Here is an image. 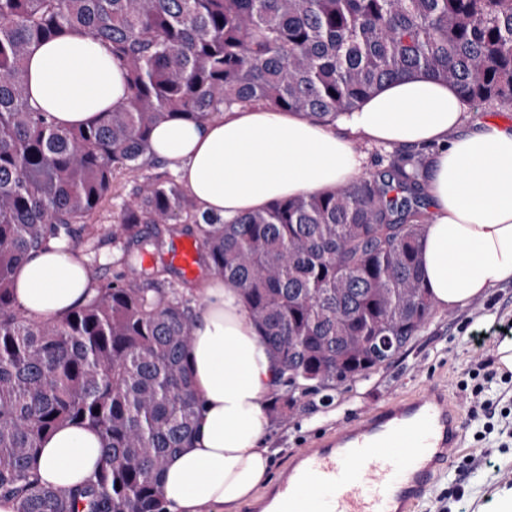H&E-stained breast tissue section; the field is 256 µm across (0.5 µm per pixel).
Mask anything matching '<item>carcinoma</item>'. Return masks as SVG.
Here are the masks:
<instances>
[{"label":"carcinoma","instance_id":"cac0c4a2","mask_svg":"<svg viewBox=\"0 0 512 512\" xmlns=\"http://www.w3.org/2000/svg\"><path fill=\"white\" fill-rule=\"evenodd\" d=\"M74 30L119 62L127 95L70 129L32 103L24 60ZM419 72L468 104L511 107L512 0H0V492L16 512H163L159 476L200 401L187 364L198 280H172L161 224L196 241L202 274L240 288L275 362L278 416L368 377L423 330L434 314L420 258L431 166L416 153L229 222L176 179L147 175L112 225L127 273L106 280L91 261L92 297L53 322L30 317L13 283L52 242L99 249L88 220L115 170L150 166L155 126L235 105L333 124ZM64 422L96 430L102 456L85 481L46 486L33 462Z\"/></svg>","mask_w":512,"mask_h":512}]
</instances>
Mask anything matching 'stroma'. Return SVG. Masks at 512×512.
I'll return each mask as SVG.
<instances>
[{"mask_svg": "<svg viewBox=\"0 0 512 512\" xmlns=\"http://www.w3.org/2000/svg\"><path fill=\"white\" fill-rule=\"evenodd\" d=\"M142 182L137 173H115L112 191L90 221L102 228L119 221L125 202L136 195ZM512 322V280L489 288L486 295L452 310H436L431 321L391 364L367 378L336 390L332 403L310 395L285 418L270 421L266 445L270 468L279 471L305 443L362 418L389 400L431 386L444 387L452 400H460V386L471 383L476 364L501 372L497 338L476 345L471 332L477 323ZM487 418L462 416V440L451 469L431 488L428 500L416 512H498L502 491L512 488V430L491 429L484 438L477 430Z\"/></svg>", "mask_w": 512, "mask_h": 512, "instance_id": "35a3bbf8", "label": "stroma"}]
</instances>
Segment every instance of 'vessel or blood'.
Here are the masks:
<instances>
[{"instance_id":"obj_1","label":"vessel or blood","mask_w":512,"mask_h":512,"mask_svg":"<svg viewBox=\"0 0 512 512\" xmlns=\"http://www.w3.org/2000/svg\"><path fill=\"white\" fill-rule=\"evenodd\" d=\"M197 245L169 255L185 275ZM461 443V412L433 386L399 397L293 454L252 512H414Z\"/></svg>"}]
</instances>
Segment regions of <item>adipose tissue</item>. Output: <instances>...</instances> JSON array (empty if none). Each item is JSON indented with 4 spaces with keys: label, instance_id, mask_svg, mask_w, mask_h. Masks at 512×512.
<instances>
[{
    "label": "adipose tissue",
    "instance_id": "1",
    "mask_svg": "<svg viewBox=\"0 0 512 512\" xmlns=\"http://www.w3.org/2000/svg\"><path fill=\"white\" fill-rule=\"evenodd\" d=\"M24 66L32 99L61 126L89 124L126 95L120 65L82 32L40 43ZM465 110L455 87L418 75L385 84L332 126L294 112L236 107L204 124L156 126L150 152L177 171L204 211L229 221L279 198L336 190L362 169L355 143L440 144L427 182L433 219L421 254L431 298L448 310L512 279V127L465 128ZM14 282L19 302L40 321L61 318L91 294L70 252L34 253ZM188 361L201 407L190 439L164 470V508L234 512L269 480L264 441L273 381L234 282L215 279L203 289ZM99 461L97 433L66 425L43 442L35 469L44 484L70 486Z\"/></svg>",
    "mask_w": 512,
    "mask_h": 512
}]
</instances>
